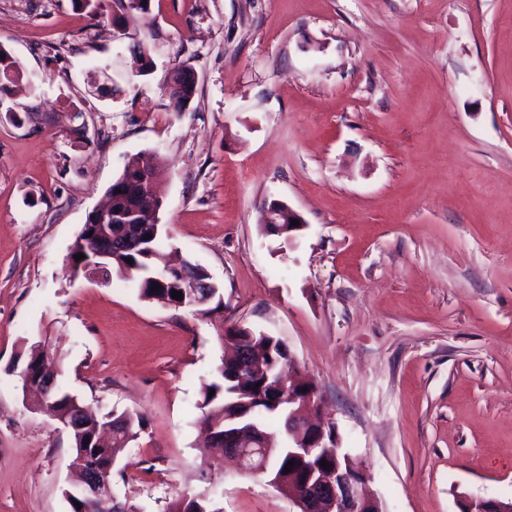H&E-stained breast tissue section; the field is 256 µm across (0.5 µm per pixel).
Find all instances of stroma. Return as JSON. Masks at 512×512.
Returning <instances> with one entry per match:
<instances>
[{
  "label": "stroma",
  "mask_w": 512,
  "mask_h": 512,
  "mask_svg": "<svg viewBox=\"0 0 512 512\" xmlns=\"http://www.w3.org/2000/svg\"><path fill=\"white\" fill-rule=\"evenodd\" d=\"M0 48L20 65L0 88V512H69V435L18 376L43 336L73 394L145 420L121 502L295 512L201 468L195 404L233 324L287 344L385 512L512 498V0H0ZM178 66L198 75L182 112ZM138 154L222 313L67 274ZM273 200L306 222L295 247L264 230Z\"/></svg>",
  "instance_id": "1"
}]
</instances>
